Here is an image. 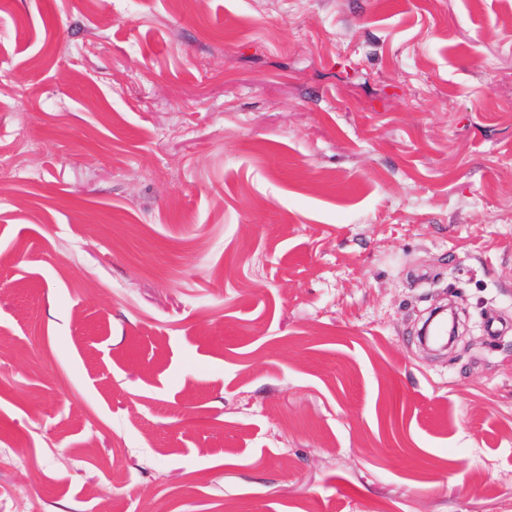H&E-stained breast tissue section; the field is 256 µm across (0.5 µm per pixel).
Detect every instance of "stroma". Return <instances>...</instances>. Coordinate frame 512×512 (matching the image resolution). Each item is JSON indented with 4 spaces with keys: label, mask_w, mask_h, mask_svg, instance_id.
<instances>
[{
    "label": "stroma",
    "mask_w": 512,
    "mask_h": 512,
    "mask_svg": "<svg viewBox=\"0 0 512 512\" xmlns=\"http://www.w3.org/2000/svg\"><path fill=\"white\" fill-rule=\"evenodd\" d=\"M228 502L512 512V0H0V512Z\"/></svg>",
    "instance_id": "35a3bbf8"
}]
</instances>
